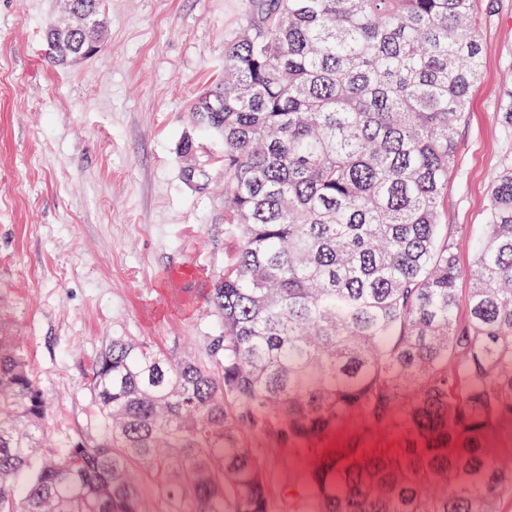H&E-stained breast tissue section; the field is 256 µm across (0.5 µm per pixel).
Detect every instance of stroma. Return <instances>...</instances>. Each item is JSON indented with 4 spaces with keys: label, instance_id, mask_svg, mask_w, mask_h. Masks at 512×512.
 Segmentation results:
<instances>
[{
    "label": "stroma",
    "instance_id": "35a3bbf8",
    "mask_svg": "<svg viewBox=\"0 0 512 512\" xmlns=\"http://www.w3.org/2000/svg\"><path fill=\"white\" fill-rule=\"evenodd\" d=\"M245 0H104L94 57L50 61L61 0H0V325L48 398L49 442L100 434L90 384L115 336L207 362L208 293L236 251L224 233V145L188 105L224 69ZM483 72L458 128L443 221L470 266L491 181L512 158L500 114L512 88V0H477ZM192 138L190 159L180 156ZM206 172L191 184L185 162ZM248 443L288 512L287 449Z\"/></svg>",
    "mask_w": 512,
    "mask_h": 512
}]
</instances>
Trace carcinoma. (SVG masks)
<instances>
[{
    "label": "carcinoma",
    "instance_id": "carcinoma-1",
    "mask_svg": "<svg viewBox=\"0 0 512 512\" xmlns=\"http://www.w3.org/2000/svg\"><path fill=\"white\" fill-rule=\"evenodd\" d=\"M476 0H249L224 79L195 96L224 144L233 264L209 363L114 336L97 439L42 447L48 402L0 328V512H268L258 431L310 464L303 512H500L512 498V160L464 269L441 203L483 48ZM54 28L49 58L100 47ZM470 283L458 316L459 284ZM344 448L321 447L341 427ZM393 439L366 445L369 431ZM142 471L140 491L153 507V512H174L152 474L144 467Z\"/></svg>",
    "mask_w": 512,
    "mask_h": 512
}]
</instances>
